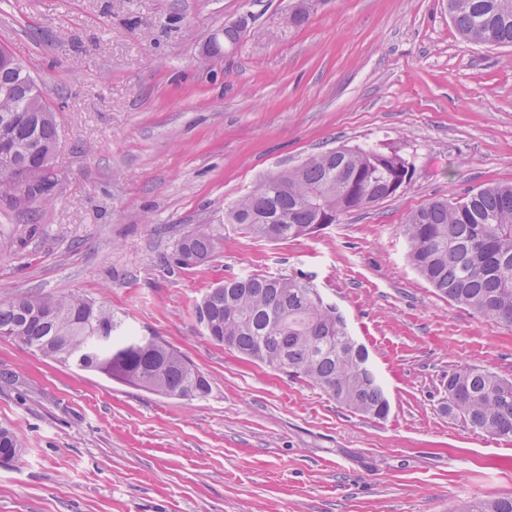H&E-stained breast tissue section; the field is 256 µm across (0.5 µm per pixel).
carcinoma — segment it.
<instances>
[{"label":"carcinoma","mask_w":512,"mask_h":512,"mask_svg":"<svg viewBox=\"0 0 512 512\" xmlns=\"http://www.w3.org/2000/svg\"><path fill=\"white\" fill-rule=\"evenodd\" d=\"M448 15L466 39L512 46V0H446ZM247 19L224 28L209 49L235 47ZM29 71L0 68V138L14 146L0 154V198L22 206L51 200L48 173L35 174L38 154L58 142L54 110L37 84L18 86ZM413 164L395 150L339 147L288 171L263 177L224 208V223L239 224L270 242L310 235L341 216L373 206L406 187ZM408 259L443 297L512 327V184L436 199L412 211L403 225ZM213 234L199 225L178 240L175 264L209 261ZM195 315L211 341L322 388L336 402L373 418L389 410L364 345L349 335L336 307L304 274H252L208 289ZM0 337L62 364L75 362L113 380L181 399L207 396L209 380L184 355L156 337L127 335L112 311L78 295H21L0 301ZM442 409L492 438H512V381L488 369L448 373ZM18 444L0 426V454ZM512 512V495L459 511Z\"/></svg>","instance_id":"1"}]
</instances>
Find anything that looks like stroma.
I'll return each mask as SVG.
<instances>
[{
	"mask_svg": "<svg viewBox=\"0 0 512 512\" xmlns=\"http://www.w3.org/2000/svg\"><path fill=\"white\" fill-rule=\"evenodd\" d=\"M0 0V47L30 65L60 140L51 204L0 201V299L73 295L158 336L210 381L183 400L0 338V512H448L512 494V440L443 413L448 372L512 381V327L410 266L407 215L512 183V47L463 39L444 0ZM247 18L236 48L212 34ZM409 158L406 188L311 235L224 221L264 176L336 147ZM207 225L218 249L176 267ZM304 273L368 350L374 419L211 342L213 283ZM217 247L216 239L204 225L185 232L178 240L175 251V264L180 268H191L208 262Z\"/></svg>",
	"mask_w": 512,
	"mask_h": 512,
	"instance_id": "stroma-1",
	"label": "stroma"
}]
</instances>
